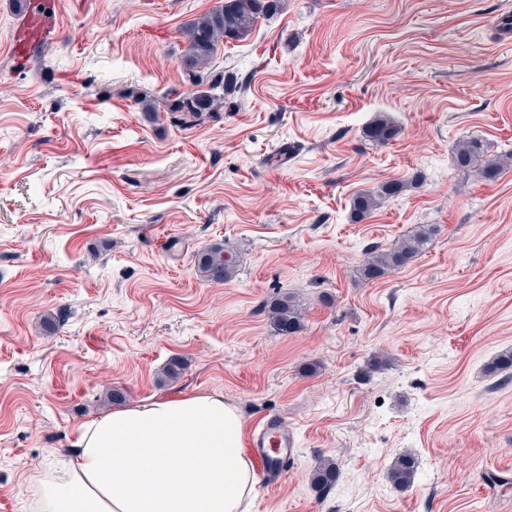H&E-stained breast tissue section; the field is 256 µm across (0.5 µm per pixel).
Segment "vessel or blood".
Instances as JSON below:
<instances>
[{
    "label": "vessel or blood",
    "instance_id": "obj_1",
    "mask_svg": "<svg viewBox=\"0 0 512 512\" xmlns=\"http://www.w3.org/2000/svg\"><path fill=\"white\" fill-rule=\"evenodd\" d=\"M298 440L284 418L272 414L253 428L248 452L266 476L283 475L288 460L296 457Z\"/></svg>",
    "mask_w": 512,
    "mask_h": 512
}]
</instances>
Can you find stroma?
I'll return each mask as SVG.
<instances>
[{
	"label": "stroma",
	"instance_id": "obj_1",
	"mask_svg": "<svg viewBox=\"0 0 512 512\" xmlns=\"http://www.w3.org/2000/svg\"><path fill=\"white\" fill-rule=\"evenodd\" d=\"M223 2L0 0V512H28L32 476L111 389L216 391L248 430L279 413L299 454L250 512H512V378L492 368L512 348V166L483 182L452 155L463 137L512 150L494 25L512 0H284L218 48L223 108L170 111L183 26ZM390 180L406 191L353 221ZM421 224L424 252L362 280L365 249ZM214 243L239 264L219 285L195 267ZM282 292L293 336L264 310ZM405 184L402 181H388L382 183L374 190L357 194L351 201V216L355 221L368 218L380 208L386 198L402 194ZM268 319L275 331L282 336H291L304 327L302 305L288 292L280 293L264 305ZM416 469L414 456L402 454L396 458L390 469V480L396 489L408 487L413 481ZM338 477L336 463L331 459H321L311 472V485L318 493H326L336 485Z\"/></svg>",
	"mask_w": 512,
	"mask_h": 512
}]
</instances>
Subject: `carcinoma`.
<instances>
[{
  "label": "carcinoma",
  "mask_w": 512,
  "mask_h": 512,
  "mask_svg": "<svg viewBox=\"0 0 512 512\" xmlns=\"http://www.w3.org/2000/svg\"><path fill=\"white\" fill-rule=\"evenodd\" d=\"M283 0H224V4L191 21L183 28L187 47L182 55V66L186 70L192 89L179 92L172 90L173 109L187 112L199 118L205 112H213L224 105V72L212 73L210 64L224 40L246 39L258 18L276 14ZM370 138L386 143L395 135V126L381 117L368 130ZM455 164L474 172L477 178L489 181L500 171L512 165V152L503 158L483 159L484 150L480 140L468 138L459 141L455 148ZM405 184L388 181L374 190L357 194L351 201V216L356 221L368 218L380 208L384 200L402 194ZM434 232L431 225H423L414 234L399 240L391 249L381 250L373 246L364 251L359 270L365 280L386 276L393 270L407 265L425 250ZM199 276L211 283L222 284L233 279L238 271V260L224 250V245L213 244L196 256ZM268 319L275 331L282 336H291L304 327L302 305L299 300L283 292L264 305ZM416 469L414 456L402 454L396 458L390 469V480L396 489L408 487L413 481ZM339 471L331 459L320 460L311 472V485L319 493L332 489L338 480Z\"/></svg>",
  "instance_id": "obj_1"
}]
</instances>
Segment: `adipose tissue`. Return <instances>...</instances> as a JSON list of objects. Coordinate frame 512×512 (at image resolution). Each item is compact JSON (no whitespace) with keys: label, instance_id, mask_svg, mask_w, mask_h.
I'll return each mask as SVG.
<instances>
[{"label":"adipose tissue","instance_id":"ef3b65f1","mask_svg":"<svg viewBox=\"0 0 512 512\" xmlns=\"http://www.w3.org/2000/svg\"><path fill=\"white\" fill-rule=\"evenodd\" d=\"M32 480V512H249L256 476L223 394L154 399L82 425Z\"/></svg>","mask_w":512,"mask_h":512}]
</instances>
